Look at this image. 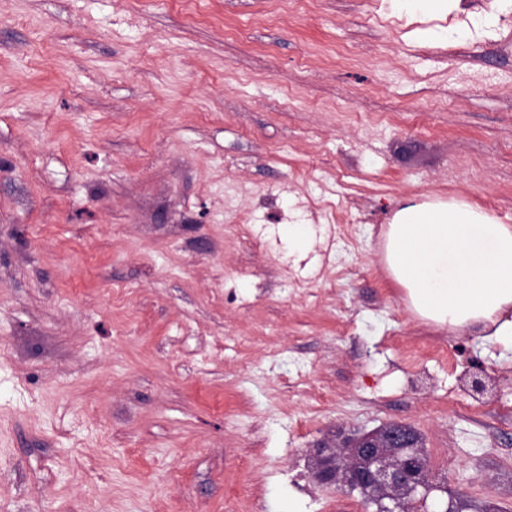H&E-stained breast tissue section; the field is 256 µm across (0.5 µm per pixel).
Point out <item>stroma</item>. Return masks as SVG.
<instances>
[{"mask_svg":"<svg viewBox=\"0 0 512 512\" xmlns=\"http://www.w3.org/2000/svg\"><path fill=\"white\" fill-rule=\"evenodd\" d=\"M451 198L512 225V0H0V512H366L309 453L390 422L512 512V350L383 260ZM452 9H459L460 0H448ZM447 0H389L396 8L419 14H438L448 10ZM286 235L288 236V245L293 252L303 253L311 245L312 230L308 224H288Z\"/></svg>","mask_w":512,"mask_h":512,"instance_id":"1","label":"stroma"}]
</instances>
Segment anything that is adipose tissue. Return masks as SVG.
I'll list each match as a JSON object with an SVG mask.
<instances>
[{"label": "adipose tissue", "mask_w": 512, "mask_h": 512, "mask_svg": "<svg viewBox=\"0 0 512 512\" xmlns=\"http://www.w3.org/2000/svg\"><path fill=\"white\" fill-rule=\"evenodd\" d=\"M385 260L420 316L512 349L511 224L455 199L410 204L388 226Z\"/></svg>", "instance_id": "ef3b65f1"}]
</instances>
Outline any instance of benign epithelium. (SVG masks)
Wrapping results in <instances>:
<instances>
[{
	"label": "benign epithelium",
	"mask_w": 512,
	"mask_h": 512,
	"mask_svg": "<svg viewBox=\"0 0 512 512\" xmlns=\"http://www.w3.org/2000/svg\"><path fill=\"white\" fill-rule=\"evenodd\" d=\"M310 471L322 486L343 483L359 491L374 512H410L406 502L423 501L431 490L420 439L402 423L344 437L334 446L318 444Z\"/></svg>",
	"instance_id": "benign-epithelium-1"
}]
</instances>
